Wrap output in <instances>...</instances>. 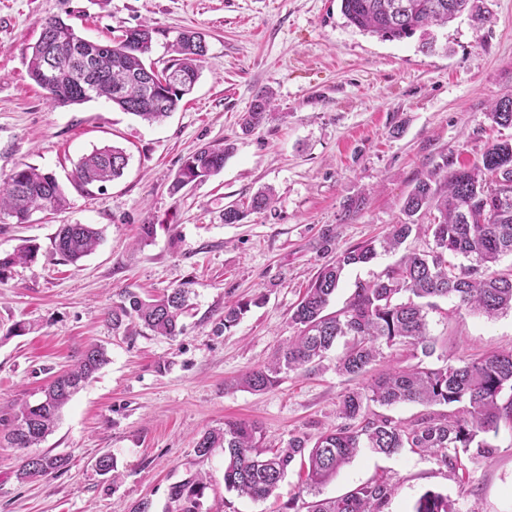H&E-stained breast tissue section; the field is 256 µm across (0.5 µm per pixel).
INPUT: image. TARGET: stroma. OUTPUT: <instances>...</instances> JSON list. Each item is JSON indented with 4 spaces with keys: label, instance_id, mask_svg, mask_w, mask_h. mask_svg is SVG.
Wrapping results in <instances>:
<instances>
[{
    "label": "stroma",
    "instance_id": "stroma-1",
    "mask_svg": "<svg viewBox=\"0 0 512 512\" xmlns=\"http://www.w3.org/2000/svg\"><path fill=\"white\" fill-rule=\"evenodd\" d=\"M491 23L460 16L419 37L384 41L347 26L339 0H0V176L29 164L53 173L68 198L59 212L25 224L0 218V254L36 243V260L0 281V512H183L176 486L208 476L196 512H289L372 480L394 493L384 512H413L426 492L447 495L456 512H512V431L463 476L428 455L364 451L319 488L306 491L291 468L275 492L251 500L224 487V451L199 455L198 437L228 420L258 422L264 443L284 447L343 425L340 402L358 380L337 374L341 347L322 369L284 376L253 393L233 387L296 333L290 317L305 288L337 252L385 235L403 219L421 179L441 182L442 166L480 162L487 146L512 139L490 106L512 95V0H481ZM59 17L84 38L108 42L146 24L149 61L164 67L183 30L202 33L207 55L191 94L164 121L147 124L101 100L53 105L27 72L44 20ZM272 92L278 116L251 132L241 117L257 93ZM123 147V175L77 189L72 175L93 147ZM229 144L221 172L171 194L181 163L206 145ZM272 188L263 212L250 199ZM246 207L225 223L224 209ZM154 234L140 240L141 225ZM92 224L100 245L75 265L56 254L60 225ZM380 255L344 271L328 309L345 306L355 285L394 263ZM185 286L190 308L176 338L113 331L106 313L124 288L158 294ZM247 303L231 327L224 307ZM428 316L437 340L429 362L468 359L512 347V312L489 319L441 299ZM30 325L17 335L16 323ZM108 363L64 407L39 452L68 465L38 482L19 481L23 452L4 441L22 403L70 369L92 345ZM111 454L116 469L95 462Z\"/></svg>",
    "mask_w": 512,
    "mask_h": 512
}]
</instances>
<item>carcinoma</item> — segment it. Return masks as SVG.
I'll list each match as a JSON object with an SVG mask.
<instances>
[{
  "label": "carcinoma",
  "mask_w": 512,
  "mask_h": 512,
  "mask_svg": "<svg viewBox=\"0 0 512 512\" xmlns=\"http://www.w3.org/2000/svg\"><path fill=\"white\" fill-rule=\"evenodd\" d=\"M346 24L363 34L394 41L420 33L419 49L432 50L431 26H446L464 12L477 23L491 22L477 0H340ZM154 29L140 25L110 43H90L60 18L42 24L39 39L28 56L31 79L46 92L54 105L81 104L103 98L143 121L156 122L176 109L185 96L176 89L168 105L152 107L143 78L176 74L183 85L195 84L206 47L199 33H179L171 44L174 53L167 66L157 71L146 65ZM56 50L55 70L47 69L46 52ZM88 58L83 83L74 82L68 69L74 52ZM273 95L261 94L242 118L251 131L274 119ZM493 123L512 127V96L491 105ZM229 146H203L187 157L171 184L176 194L202 182L224 168ZM128 164L126 151L106 145L81 158L74 172L80 188L104 184L120 177ZM66 197L56 177L23 164L0 178V212L16 222H27L36 211H58ZM406 220L392 226L380 241H369L341 252L336 262L322 267L308 284L294 308L291 321L297 334L288 339L263 366L248 370L238 385L253 392L277 386L282 375L319 368L339 338L346 350L336 361V373L351 377L370 374L359 389L346 392L340 413L348 423L328 429L315 438L296 435L283 448L263 445V432L255 422L227 420L224 428L200 435L196 450L205 456L224 449V487L241 496L258 500L269 496L295 462L306 469V488H316L336 476L362 449L392 455L404 448L416 449L436 458L452 470L479 466L493 458L497 446L492 439L501 427L512 431V348L476 359H462L431 366L424 359L436 350L429 331L428 314L437 298H452L457 307L494 318L512 310V268L498 264L512 255V140L489 145L481 162L449 171L443 183H416L405 199ZM430 215L431 222L419 224L414 216ZM432 236L427 251L409 253L387 266L374 280L356 286L347 304L326 313L345 267L369 263L382 253L399 249L412 232ZM102 240L92 224H65L55 237L61 258L78 264ZM38 246L28 240L0 255V280L15 265L34 260ZM188 290L173 288L160 295L142 297L126 288L121 300L107 313L112 329L137 324L158 336L181 333L180 318L187 307ZM419 350L423 359L405 367L383 364V348ZM108 362L101 346H90L73 368L43 388L42 399L22 404L15 412L6 435L16 448H35L53 431L62 409L73 395ZM417 403L428 412L404 423L372 411L371 406ZM434 406L448 411L435 413ZM68 464V458L49 453L23 457L17 478L41 480ZM207 478L174 490L186 497L184 512H195L196 498L206 488ZM393 493L379 480L367 482L337 498L309 503L307 512H382ZM414 512H456L448 497L434 492L422 495Z\"/></svg>",
  "instance_id": "carcinoma-1"
}]
</instances>
